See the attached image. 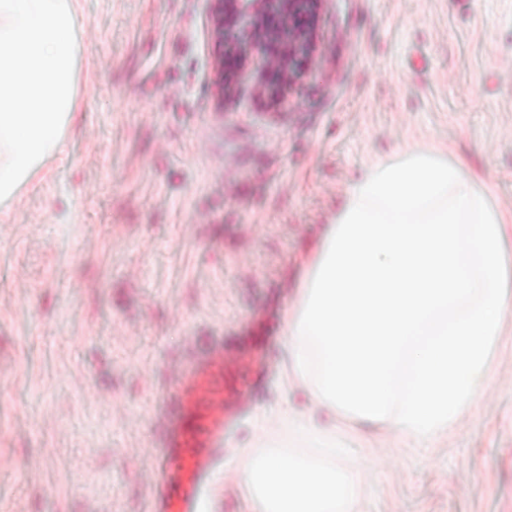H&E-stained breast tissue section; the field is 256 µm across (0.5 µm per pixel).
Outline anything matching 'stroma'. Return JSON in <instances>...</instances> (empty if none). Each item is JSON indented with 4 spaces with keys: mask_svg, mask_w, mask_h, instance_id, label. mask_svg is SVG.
Listing matches in <instances>:
<instances>
[{
    "mask_svg": "<svg viewBox=\"0 0 512 512\" xmlns=\"http://www.w3.org/2000/svg\"><path fill=\"white\" fill-rule=\"evenodd\" d=\"M218 26L217 0H84L63 158L0 222V512H149L162 399L216 343L269 406L305 262L377 157L448 145L512 210V0H321L312 69L268 95ZM253 416L225 468L277 445ZM336 422L357 512H512V314L447 436Z\"/></svg>",
    "mask_w": 512,
    "mask_h": 512,
    "instance_id": "1",
    "label": "stroma"
}]
</instances>
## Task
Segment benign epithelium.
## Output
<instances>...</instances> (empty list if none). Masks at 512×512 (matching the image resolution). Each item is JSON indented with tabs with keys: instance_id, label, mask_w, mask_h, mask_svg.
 Wrapping results in <instances>:
<instances>
[{
	"instance_id": "7a95c632",
	"label": "benign epithelium",
	"mask_w": 512,
	"mask_h": 512,
	"mask_svg": "<svg viewBox=\"0 0 512 512\" xmlns=\"http://www.w3.org/2000/svg\"><path fill=\"white\" fill-rule=\"evenodd\" d=\"M225 13L228 23L219 35L225 54L245 59L256 56L267 69H282L288 54V74L301 76L313 61L311 28L301 27L297 18L313 17L318 0H231Z\"/></svg>"
}]
</instances>
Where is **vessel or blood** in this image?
Here are the masks:
<instances>
[{"label":"vessel or blood","instance_id":"vessel-or-blood-1","mask_svg":"<svg viewBox=\"0 0 512 512\" xmlns=\"http://www.w3.org/2000/svg\"><path fill=\"white\" fill-rule=\"evenodd\" d=\"M224 368V347L216 345L193 368L179 372L174 416L161 427L166 451L153 460L158 478L151 512H224V494L236 491V471L220 484L207 475L224 454L225 399L213 380Z\"/></svg>","mask_w":512,"mask_h":512}]
</instances>
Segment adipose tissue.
Masks as SVG:
<instances>
[{"label":"adipose tissue","mask_w":512,"mask_h":512,"mask_svg":"<svg viewBox=\"0 0 512 512\" xmlns=\"http://www.w3.org/2000/svg\"><path fill=\"white\" fill-rule=\"evenodd\" d=\"M80 0H0V210L57 155L72 121Z\"/></svg>","instance_id":"adipose-tissue-1"}]
</instances>
